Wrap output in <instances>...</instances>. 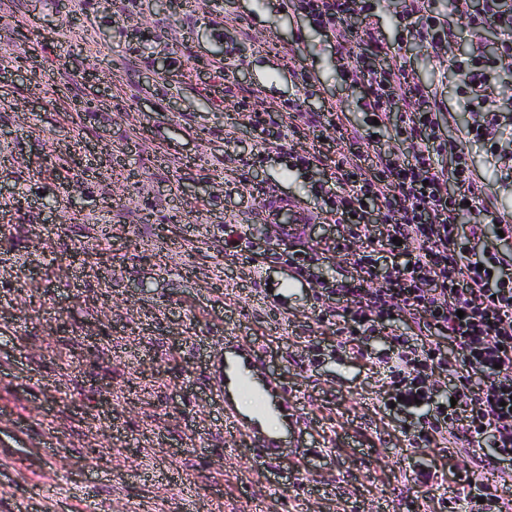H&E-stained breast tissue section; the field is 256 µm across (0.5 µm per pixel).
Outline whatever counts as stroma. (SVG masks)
Segmentation results:
<instances>
[{
    "label": "stroma",
    "mask_w": 512,
    "mask_h": 512,
    "mask_svg": "<svg viewBox=\"0 0 512 512\" xmlns=\"http://www.w3.org/2000/svg\"><path fill=\"white\" fill-rule=\"evenodd\" d=\"M405 3L378 14L395 43L375 64L414 73L462 139L449 64L482 45L396 39ZM347 45L289 0H0V512H448L465 440L412 442L417 414L380 405L383 368L338 345L345 297L320 293L348 281L362 242L309 225L318 261L298 280L273 232L252 231L273 195L325 210L354 153L410 155L363 124ZM293 104L341 124L285 131ZM305 151L314 165L298 166ZM468 152L512 215V183ZM228 336L301 397L269 468L212 398ZM311 348L321 362L301 368ZM309 445L323 454L303 460ZM416 467L442 478L416 486Z\"/></svg>",
    "instance_id": "stroma-1"
}]
</instances>
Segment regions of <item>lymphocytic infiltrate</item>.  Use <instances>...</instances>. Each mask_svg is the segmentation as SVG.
Listing matches in <instances>:
<instances>
[{"instance_id": "f902f5d3", "label": "lymphocytic infiltrate", "mask_w": 512, "mask_h": 512, "mask_svg": "<svg viewBox=\"0 0 512 512\" xmlns=\"http://www.w3.org/2000/svg\"><path fill=\"white\" fill-rule=\"evenodd\" d=\"M361 4L362 35L348 50L350 61L370 54L385 56L390 46L377 34L372 19L382 0H299L298 7L313 22L334 31ZM499 34L492 54L456 58L451 68L457 93L473 119L464 129L468 142L481 146L488 164L512 178V124L506 123L493 103L504 65L512 63V0H448L447 13L419 8L417 0L397 20L398 30L414 29L418 38L437 46L466 32L481 39L487 28ZM364 112L380 125L394 124L398 140L411 141L409 157L379 151L370 156L372 178H362L361 161L353 159L343 171L340 195L329 197L328 213L350 225L352 237L369 246L409 256V267L388 287L370 289V257L355 263L356 275L342 288L322 283L327 295L348 297L338 310L345 338L381 332L391 310L388 300L400 303L417 332L391 334L388 353L377 360L388 371L384 404L401 401L421 406L424 413L411 436L428 445L459 426L468 441L467 455L474 469L496 473L500 482H512L505 462L512 460V263L487 244V225L512 238V221L488 206L484 188L474 176L468 152L456 140L443 137L438 101L428 99L413 75H396L368 66L364 74ZM444 155L448 166L436 170L433 159ZM377 202L385 232H376L365 217V201ZM448 337L458 351L448 357L439 337ZM448 371L454 385L451 401L436 400L430 383L436 370ZM450 512H512L496 487L470 485L448 502Z\"/></svg>"}]
</instances>
